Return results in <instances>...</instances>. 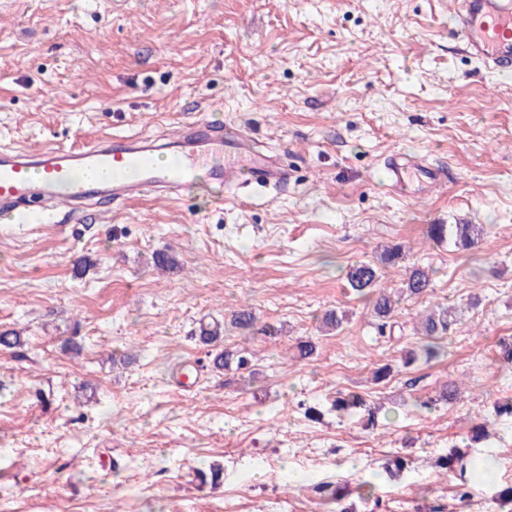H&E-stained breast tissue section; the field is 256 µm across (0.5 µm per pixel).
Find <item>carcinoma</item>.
Returning <instances> with one entry per match:
<instances>
[{
	"mask_svg": "<svg viewBox=\"0 0 512 512\" xmlns=\"http://www.w3.org/2000/svg\"><path fill=\"white\" fill-rule=\"evenodd\" d=\"M428 238L437 243L446 240L453 241L459 249H469L481 240L484 235V227L481 224H430L427 231ZM379 275L377 269L370 263H360L352 266L347 273V282L352 290L363 298L370 299L372 310L379 321L381 334L393 332L394 312L399 299L403 295L419 297L425 294L431 287L429 272L420 267H413L405 272L402 280V287L396 293L375 292L373 288L378 286ZM231 325L250 333L256 325L254 313L247 307L240 308L231 314ZM456 315L453 308L438 305L423 313L416 327V334L419 335V345L415 349L406 351L403 356V363L409 366L422 358L426 361L437 359L441 356L442 350L436 344L435 339L450 333L455 325ZM221 327L216 323L200 328L199 341L205 345H216L221 339ZM254 353L246 348L224 349L214 359L215 365L223 370H235L237 372H250L253 367ZM457 388L450 384L443 388L439 395L427 397L419 401V406L429 408L439 403L452 404L456 400ZM336 409L341 411L351 408L362 409L367 412V424H376L375 408L368 404L367 400L357 392H349L343 396L336 397ZM445 469L453 468L458 464L460 470H477L482 464H489V461H481L476 458H469L465 455H458L452 459L448 456L440 458Z\"/></svg>",
	"mask_w": 512,
	"mask_h": 512,
	"instance_id": "1",
	"label": "carcinoma"
}]
</instances>
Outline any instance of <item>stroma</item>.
<instances>
[{
  "mask_svg": "<svg viewBox=\"0 0 512 512\" xmlns=\"http://www.w3.org/2000/svg\"><path fill=\"white\" fill-rule=\"evenodd\" d=\"M450 2L0 0V145L160 138L204 117L291 171L263 197L202 186L0 219V331L25 352L0 347V512H331L323 482L345 483L353 512H498L494 493L512 487V417L494 412L512 399L495 359L512 337V73L461 50ZM398 152L445 183L390 191ZM464 223L486 229L468 250L426 235ZM394 244L380 287L413 266L433 283L398 305L391 340L347 273ZM159 250L177 268L154 270ZM438 304L459 312L445 356L402 366ZM245 305L256 331L226 325L221 346L255 352L251 378L214 369L218 348L198 340ZM329 310L347 314L332 335ZM301 340L317 349L299 361ZM380 363L394 371L376 384ZM449 383L454 404L417 406ZM340 391L389 422L337 415ZM478 423L489 436L475 443ZM453 447L495 464L466 501L435 465ZM213 464L215 487L195 474Z\"/></svg>",
  "mask_w": 512,
  "mask_h": 512,
  "instance_id": "stroma-1",
  "label": "stroma"
}]
</instances>
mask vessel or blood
I'll return each mask as SVG.
<instances>
[{"instance_id":"1","label":"vessel or blood","mask_w":512,"mask_h":512,"mask_svg":"<svg viewBox=\"0 0 512 512\" xmlns=\"http://www.w3.org/2000/svg\"><path fill=\"white\" fill-rule=\"evenodd\" d=\"M452 32L465 53L493 73L512 72V0H456ZM244 135L204 121L183 124L177 138L176 164L159 163L162 145L154 140L104 137L80 147L47 144L26 153L0 148V210L21 219L62 203L86 209L107 198L122 203L147 193L181 197L199 170H207L217 188L286 182L287 168L258 161L236 150ZM391 187L409 182L442 181L443 173L405 153L387 162Z\"/></svg>"}]
</instances>
